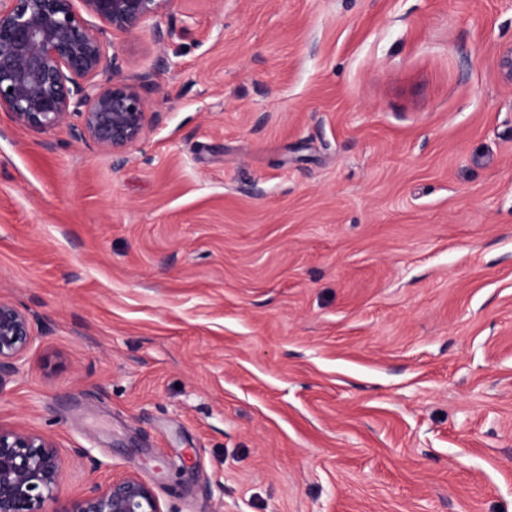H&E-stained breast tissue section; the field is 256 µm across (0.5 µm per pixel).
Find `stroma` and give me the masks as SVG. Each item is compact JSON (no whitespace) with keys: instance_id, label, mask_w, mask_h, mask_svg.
Returning <instances> with one entry per match:
<instances>
[{"instance_id":"1","label":"stroma","mask_w":512,"mask_h":512,"mask_svg":"<svg viewBox=\"0 0 512 512\" xmlns=\"http://www.w3.org/2000/svg\"><path fill=\"white\" fill-rule=\"evenodd\" d=\"M110 40L157 114L122 167L0 111L36 336L0 424L61 498L512 512V0H177Z\"/></svg>"}]
</instances>
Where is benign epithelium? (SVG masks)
<instances>
[{
    "label": "benign epithelium",
    "instance_id": "obj_1",
    "mask_svg": "<svg viewBox=\"0 0 512 512\" xmlns=\"http://www.w3.org/2000/svg\"><path fill=\"white\" fill-rule=\"evenodd\" d=\"M174 2L0 0V111L37 133L68 125L76 139L112 151L113 166L123 165L156 113L145 97L150 76L124 79L107 33L130 32L167 14ZM34 341L29 315L0 301V387L18 372ZM62 467L46 437L0 425V512H46V503L59 500ZM55 512L163 510L152 485L126 473L90 486Z\"/></svg>",
    "mask_w": 512,
    "mask_h": 512
}]
</instances>
